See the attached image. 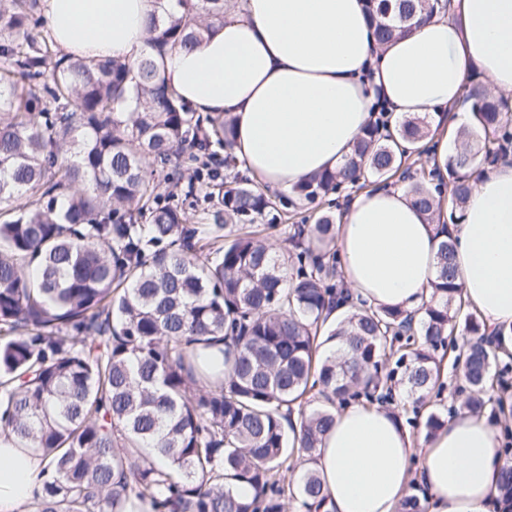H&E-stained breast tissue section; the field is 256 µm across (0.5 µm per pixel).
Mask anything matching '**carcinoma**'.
Masks as SVG:
<instances>
[{
	"label": "carcinoma",
	"instance_id": "cac0c4a2",
	"mask_svg": "<svg viewBox=\"0 0 512 512\" xmlns=\"http://www.w3.org/2000/svg\"><path fill=\"white\" fill-rule=\"evenodd\" d=\"M149 26L155 49L200 43L226 0H176ZM383 44L431 16L438 0H365ZM35 0H0V430L51 458L33 512H303L324 503L317 473L287 476L300 447L314 459L336 407L386 404L396 385L413 403L442 387L435 353L470 336L456 355L480 412L494 390L498 353L485 326L457 301L461 286L448 225L430 301L411 313L352 305L334 249L336 225L288 226L290 264L270 255L257 219L276 228L283 198L248 177L218 185L211 224H189L158 172L193 149L190 181L208 185L233 125L194 115L149 57L74 58L32 33ZM472 128L437 184L408 189L433 219L445 168L462 208L479 164L497 161L512 124L495 98L472 95ZM428 123L397 135L369 126L335 171L307 178L292 206L339 188L392 177L421 153ZM337 341L326 355L321 337ZM317 392L324 404L291 419ZM251 494L241 497L236 488Z\"/></svg>",
	"mask_w": 512,
	"mask_h": 512
}]
</instances>
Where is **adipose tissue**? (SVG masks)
Instances as JSON below:
<instances>
[{
    "mask_svg": "<svg viewBox=\"0 0 512 512\" xmlns=\"http://www.w3.org/2000/svg\"><path fill=\"white\" fill-rule=\"evenodd\" d=\"M43 11L66 53L131 61L152 54L147 22L161 9L158 0H43ZM372 32L365 0H230L200 45L156 63L182 102L230 119L243 168L287 194L344 162L373 123V105L394 121L460 129L470 123L461 95L474 73L512 97V0H452L381 46ZM444 223L447 199L430 221L403 189L356 193L336 224L355 302L410 312L429 301ZM450 226L463 299L512 353V163L474 183ZM49 464L0 434V512H28ZM507 465L486 414L460 411L416 448L385 407L350 405L337 410L313 467L327 494L321 512H395L414 471L428 512H489Z\"/></svg>",
    "mask_w": 512,
    "mask_h": 512,
    "instance_id": "adipose-tissue-1",
    "label": "adipose tissue"
}]
</instances>
